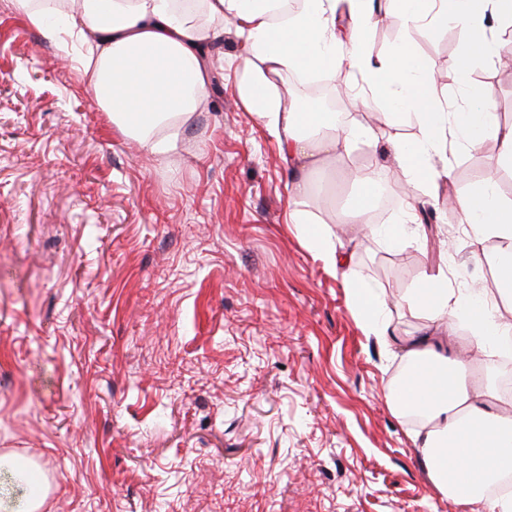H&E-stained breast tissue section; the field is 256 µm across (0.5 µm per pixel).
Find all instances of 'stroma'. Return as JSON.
Masks as SVG:
<instances>
[{
  "instance_id": "stroma-1",
  "label": "stroma",
  "mask_w": 512,
  "mask_h": 512,
  "mask_svg": "<svg viewBox=\"0 0 512 512\" xmlns=\"http://www.w3.org/2000/svg\"><path fill=\"white\" fill-rule=\"evenodd\" d=\"M406 40L457 101L455 31L380 21L368 48ZM205 51L221 95L176 154L151 155L56 38L0 0V454L44 470L42 512H460L386 398L397 342L422 319L393 310L390 344L363 333L341 274L287 222L295 174L239 97L232 26ZM473 78L512 121V65ZM414 131L399 119L317 168L305 207L388 293L441 265L453 288L492 287L441 200L481 181L493 140L456 150L455 175L416 202L429 230L408 225L389 247L336 225L354 168L397 220L407 183L391 143Z\"/></svg>"
}]
</instances>
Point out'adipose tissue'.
Returning <instances> with one entry per match:
<instances>
[{
  "label": "adipose tissue",
  "mask_w": 512,
  "mask_h": 512,
  "mask_svg": "<svg viewBox=\"0 0 512 512\" xmlns=\"http://www.w3.org/2000/svg\"><path fill=\"white\" fill-rule=\"evenodd\" d=\"M277 2L199 0L192 12L179 8L177 0H76L67 30L87 47L83 71L98 105L121 134L153 154L176 151L186 124L205 104L209 61L203 45L222 21L233 24L242 46L240 98L278 141L288 166L302 169L319 153L342 156L380 132L366 123L340 121L333 112H311L300 100L284 102L276 80L299 67L327 79L351 71L358 79L347 94L356 106L376 99L384 114L415 119L416 136L393 144L410 198L429 195L449 174V143L466 149L480 148L489 139L497 143L485 177L455 201L473 255L491 269L493 289L455 291L440 269L424 274L415 287L387 296L379 284L345 267L329 226L310 228L300 207L308 193L303 181L291 187L288 221L332 269L341 271L365 332L389 336L388 314L394 307L423 318L418 337L401 348L411 372L388 391V401L401 415L427 417L412 440L433 485L461 512H512V414L497 411L498 394L474 381L468 361L447 354L461 323L470 328L475 351L512 346V322L500 312L512 308V200L498 192L500 172L512 171V123L499 121L492 88L472 78L478 62L500 60L498 25L512 24V0H384L381 10L375 0H303L301 8L283 13L277 12ZM379 17L404 32L455 30L459 49L449 67L461 89L459 102L438 98L435 74L409 44L386 58L368 53V31ZM352 176L364 193L350 208L349 223L369 237L395 240L401 225L411 223L412 210H405L396 225L372 223L366 195L370 175L357 169Z\"/></svg>",
  "instance_id": "obj_1"
}]
</instances>
